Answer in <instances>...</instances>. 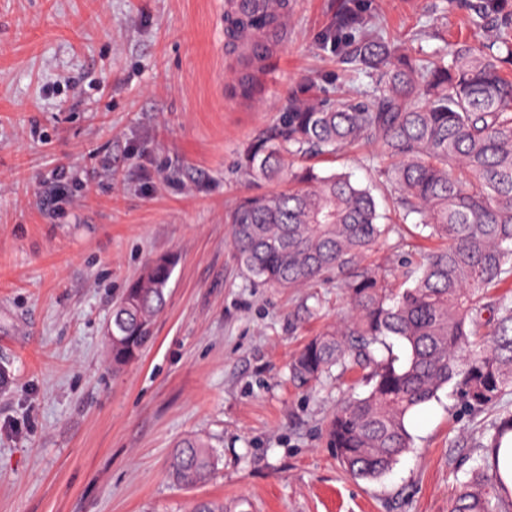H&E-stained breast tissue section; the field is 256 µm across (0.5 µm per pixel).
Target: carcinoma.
<instances>
[{
  "label": "carcinoma",
  "instance_id": "obj_1",
  "mask_svg": "<svg viewBox=\"0 0 512 512\" xmlns=\"http://www.w3.org/2000/svg\"><path fill=\"white\" fill-rule=\"evenodd\" d=\"M256 21L231 19L226 46L236 50ZM361 30L345 53L369 82L351 94L318 98L307 77L288 96L277 126L252 140L240 161L251 180L288 187L246 197L230 214L232 245L246 272L274 288H305L322 277L346 291L352 316L310 339L292 358L290 378L315 386L335 371L359 368L370 389L343 402L326 433L345 470L378 480L409 451L408 416L452 383L465 407L482 411L512 394V80L496 48L512 54V29L487 43L452 45L435 62L411 59L403 46L365 32L346 9L336 30ZM380 146V170L399 186L400 210L388 224L372 189L348 173L321 175L294 159ZM444 246L424 255L421 275L395 295L368 254L410 216ZM175 258L157 256L112 309L111 357L116 367L138 358L153 340L166 305ZM392 336L408 355L398 365L375 345ZM512 433V412L491 422L485 447ZM212 446L187 436L172 455L183 485L212 478ZM450 512H512V490L487 455L460 484Z\"/></svg>",
  "mask_w": 512,
  "mask_h": 512
}]
</instances>
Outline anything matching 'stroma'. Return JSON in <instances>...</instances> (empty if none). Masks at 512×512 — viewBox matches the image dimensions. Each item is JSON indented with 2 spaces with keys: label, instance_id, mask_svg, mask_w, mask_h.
Masks as SVG:
<instances>
[{
  "label": "stroma",
  "instance_id": "obj_1",
  "mask_svg": "<svg viewBox=\"0 0 512 512\" xmlns=\"http://www.w3.org/2000/svg\"><path fill=\"white\" fill-rule=\"evenodd\" d=\"M285 0L287 36L235 95L224 0H0V512H449L483 454L497 409L471 412L454 387L408 419L413 446L376 481L341 467L326 436L356 373L309 388L288 363L347 318L335 280L288 291L238 262L226 218L278 190L238 168L288 95L313 78L333 98L361 85L328 39L343 5L417 56L482 43L512 0ZM362 149L301 158L377 182ZM71 178L52 194L58 167ZM435 240L412 223L371 254L406 286ZM177 265L154 339L116 369L106 326L156 255ZM198 434L218 454L194 488L170 475L174 444Z\"/></svg>",
  "mask_w": 512,
  "mask_h": 512
}]
</instances>
